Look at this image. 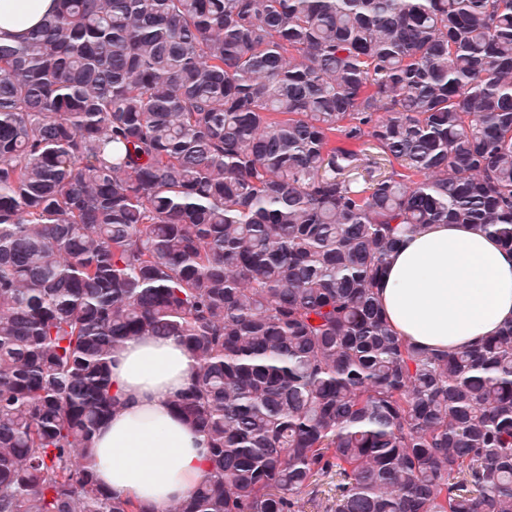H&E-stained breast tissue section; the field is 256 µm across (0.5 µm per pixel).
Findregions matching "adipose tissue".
<instances>
[{"label":"adipose tissue","mask_w":512,"mask_h":512,"mask_svg":"<svg viewBox=\"0 0 512 512\" xmlns=\"http://www.w3.org/2000/svg\"><path fill=\"white\" fill-rule=\"evenodd\" d=\"M55 0H0V36L19 35ZM396 335L426 349L460 351L512 323V251L471 224H431L405 239L378 287ZM195 360L174 337L144 338L112 356L123 409L97 430L98 482L142 504L186 497L202 476L206 445L172 407Z\"/></svg>","instance_id":"obj_1"}]
</instances>
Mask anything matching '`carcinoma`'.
<instances>
[{"instance_id": "cac0c4a2", "label": "carcinoma", "mask_w": 512, "mask_h": 512, "mask_svg": "<svg viewBox=\"0 0 512 512\" xmlns=\"http://www.w3.org/2000/svg\"><path fill=\"white\" fill-rule=\"evenodd\" d=\"M56 2L0 41V512H158L92 443L170 336L165 512H512V324L426 352L377 300L428 224L512 250V0ZM195 366L175 337L128 342L112 355V389L124 407L94 439L95 474L104 488L159 507L199 482L206 445L172 407Z\"/></svg>"}]
</instances>
